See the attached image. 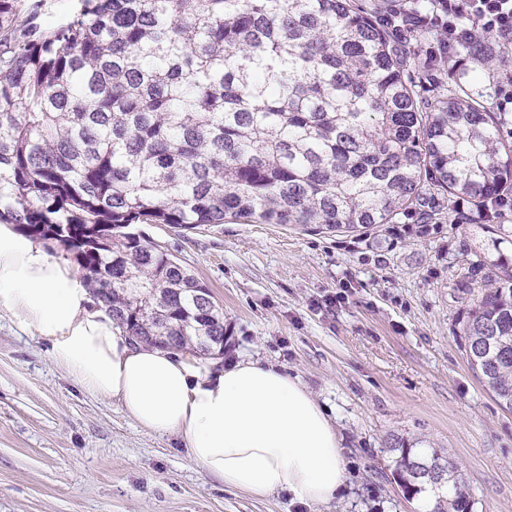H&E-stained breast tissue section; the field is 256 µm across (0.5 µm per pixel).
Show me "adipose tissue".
I'll return each mask as SVG.
<instances>
[{
    "instance_id": "1",
    "label": "adipose tissue",
    "mask_w": 512,
    "mask_h": 512,
    "mask_svg": "<svg viewBox=\"0 0 512 512\" xmlns=\"http://www.w3.org/2000/svg\"><path fill=\"white\" fill-rule=\"evenodd\" d=\"M0 312L46 343L87 393L153 434L179 437L225 488L319 505L344 487L336 431L298 378L257 361L223 366L190 349L133 343L68 260L11 224H0Z\"/></svg>"
}]
</instances>
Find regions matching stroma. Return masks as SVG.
<instances>
[{"label": "stroma", "instance_id": "stroma-1", "mask_svg": "<svg viewBox=\"0 0 512 512\" xmlns=\"http://www.w3.org/2000/svg\"><path fill=\"white\" fill-rule=\"evenodd\" d=\"M419 233L413 220L365 235L294 225L137 230L207 284L224 313L225 362L298 377L341 439L348 480L308 506L224 488L177 437L140 428L86 393L47 346L0 314V512H418L392 476L387 437L444 450L474 512H512V412L472 372L461 336L481 286L475 252L499 251L480 215Z\"/></svg>", "mask_w": 512, "mask_h": 512}]
</instances>
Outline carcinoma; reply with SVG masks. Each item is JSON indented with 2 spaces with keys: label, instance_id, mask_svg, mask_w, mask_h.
<instances>
[{
  "label": "carcinoma",
  "instance_id": "carcinoma-1",
  "mask_svg": "<svg viewBox=\"0 0 512 512\" xmlns=\"http://www.w3.org/2000/svg\"><path fill=\"white\" fill-rule=\"evenodd\" d=\"M45 0H0V223L60 241L95 303L140 341L202 352L225 336L208 290L171 254L128 231L300 224L359 232L416 217L420 231L466 202L512 239L509 117L486 105L512 72V42L473 31L453 61L488 84H439L448 57L360 0H79L53 27ZM435 72L428 92L411 72ZM464 351L512 410V262L474 254ZM393 477L429 512H473L447 453L391 435Z\"/></svg>",
  "mask_w": 512,
  "mask_h": 512
}]
</instances>
